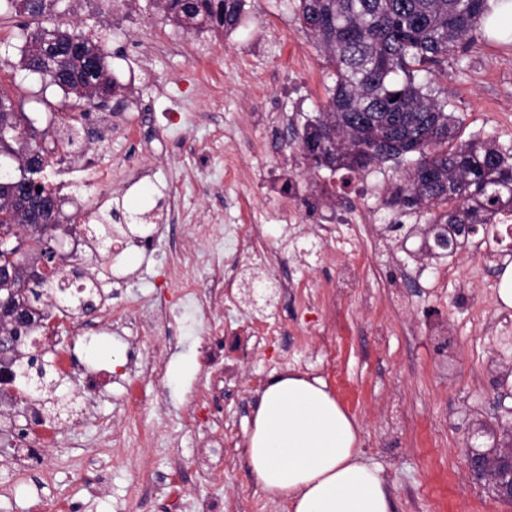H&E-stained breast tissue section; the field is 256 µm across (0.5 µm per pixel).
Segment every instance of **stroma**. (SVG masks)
Here are the masks:
<instances>
[{"label":"stroma","mask_w":512,"mask_h":512,"mask_svg":"<svg viewBox=\"0 0 512 512\" xmlns=\"http://www.w3.org/2000/svg\"><path fill=\"white\" fill-rule=\"evenodd\" d=\"M20 16L0 14V86L39 137L61 141L77 126L100 175L90 198L61 206V221L81 224L98 207L149 216L153 241L118 260L106 249L76 254L105 294L150 302L176 265L173 241L207 251L192 270L235 264L238 315L225 314L223 348L205 353L209 324L195 304L177 301L160 333L136 348L100 329L72 332L55 314L52 345L70 357L63 385L75 394L72 414L57 425L46 451L53 476L15 469L12 425L24 407H0V512H51L68 497L72 512H198L204 500L239 502L243 512H285L248 467L244 438L273 377L295 372L322 380L359 425L364 461L378 468L393 512H512L491 484L469 476L464 448H497L512 422V307L498 294L512 229L488 227L450 257L417 254L385 226L384 199L398 172L370 166L343 183L342 172L308 165L299 150L304 126L318 116L333 84L296 15L294 0H246L230 32L188 31L157 0H57L44 26L62 25L101 41L111 52L117 107L65 97L23 70ZM438 84L460 119L459 141L491 137L512 143V23L489 17L475 45L449 60ZM294 191L284 192L285 181ZM332 242L316 244L319 225L344 209ZM250 224L281 258L278 274L258 272L223 240L204 242L200 225ZM294 290L269 304L245 302L277 278ZM278 321L277 341L256 343L237 317ZM160 362L161 381L134 371ZM146 392L140 428L124 418L128 388ZM122 433L110 444L109 431ZM106 479L87 486L97 473Z\"/></svg>","instance_id":"obj_1"}]
</instances>
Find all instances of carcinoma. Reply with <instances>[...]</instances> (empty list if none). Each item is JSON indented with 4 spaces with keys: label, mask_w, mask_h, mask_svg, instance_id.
<instances>
[{
    "label": "carcinoma",
    "mask_w": 512,
    "mask_h": 512,
    "mask_svg": "<svg viewBox=\"0 0 512 512\" xmlns=\"http://www.w3.org/2000/svg\"><path fill=\"white\" fill-rule=\"evenodd\" d=\"M50 2L6 0L7 10L26 18L19 25L22 67L88 103L115 96L109 53L100 42L75 29L42 26ZM160 3L183 28L231 31L246 0ZM491 11L490 0H298L297 17L334 76L322 112L300 136L302 156L350 174L416 156L415 168L394 186L388 204L407 213L421 210L428 223L391 224L389 231L419 239V252L435 258L449 257L469 242L465 226L484 230L512 213V147L479 137L455 143L458 120L448 112V95L435 85L448 60L472 46L477 25ZM359 145L364 152L355 161L350 152ZM2 156L15 162L20 174L3 176L0 164V266L17 265L24 272L49 259L57 231L69 234L74 225L39 216L25 192L26 181L45 177L56 162L55 149L37 139L29 118L14 110L11 95L0 88ZM33 156L41 159L35 171L28 168ZM96 220L89 233L99 243L132 235L128 225L118 223L115 209L98 213ZM72 275L81 282L77 297L67 293L69 282L58 275L47 280L20 274L10 288L0 287V297L10 298L0 304V352L8 348L18 355L14 384L22 402L36 401L25 390L32 382L47 394L36 402L50 420L72 411L74 398L61 390L53 361L23 354L19 339L41 332L50 307L88 314L102 295L101 282L76 268Z\"/></svg>",
    "instance_id": "cac0c4a2"
}]
</instances>
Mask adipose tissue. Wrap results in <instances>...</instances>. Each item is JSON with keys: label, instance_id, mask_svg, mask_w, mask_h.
<instances>
[{"label": "adipose tissue", "instance_id": "ef3b65f1", "mask_svg": "<svg viewBox=\"0 0 512 512\" xmlns=\"http://www.w3.org/2000/svg\"><path fill=\"white\" fill-rule=\"evenodd\" d=\"M245 452L258 484L289 512H392L380 471L362 460L358 424L320 380L272 378Z\"/></svg>", "mask_w": 512, "mask_h": 512}]
</instances>
